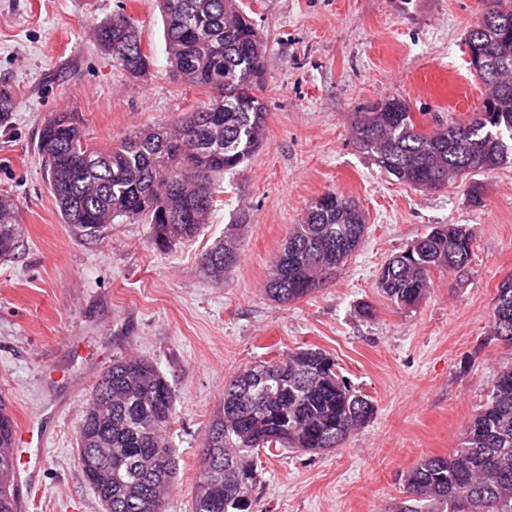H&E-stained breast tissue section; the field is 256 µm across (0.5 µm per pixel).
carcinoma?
<instances>
[{
  "label": "carcinoma",
  "instance_id": "obj_1",
  "mask_svg": "<svg viewBox=\"0 0 512 512\" xmlns=\"http://www.w3.org/2000/svg\"><path fill=\"white\" fill-rule=\"evenodd\" d=\"M167 61L175 80L209 90L173 126L130 132L109 150L85 145L69 112L43 123L38 153L65 223L86 235L116 220L144 222L151 245L164 253L200 235L224 193V173L236 170L263 140L265 45L236 0H160ZM499 17L479 19L467 46L470 67L488 87L479 112L464 125L421 128L407 103L389 99L355 113L356 148L397 181L431 191L512 160V0H497ZM97 45L129 75L145 76L151 58L140 30L125 14L95 24ZM498 70L487 79L486 65ZM16 99L0 89V124ZM17 205L0 195V259L19 247ZM242 224L201 256L215 281L239 262ZM366 216L335 192L316 197L292 227L273 261L266 293L280 303L304 298L330 279L360 246ZM473 231L436 224L382 267L378 285L401 308L419 303L437 269L463 271ZM493 339L512 346V276L497 288ZM373 404L339 378L320 349L241 369L224 386L204 447L208 466L193 489L192 512H249L242 502L260 484L257 459L265 448L318 453L339 447L369 422ZM175 393L156 366L141 358L113 362L97 381L78 430L84 477L110 512H158L174 489L177 461L168 436ZM14 419L0 402V512H17L13 464L7 455ZM395 512H512V366L492 379L489 399L468 422L460 447L426 456L405 476Z\"/></svg>",
  "mask_w": 512,
  "mask_h": 512
}]
</instances>
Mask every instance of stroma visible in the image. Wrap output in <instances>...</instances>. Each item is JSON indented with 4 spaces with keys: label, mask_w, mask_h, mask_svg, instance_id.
Returning <instances> with one entry per match:
<instances>
[{
    "label": "stroma",
    "mask_w": 512,
    "mask_h": 512,
    "mask_svg": "<svg viewBox=\"0 0 512 512\" xmlns=\"http://www.w3.org/2000/svg\"><path fill=\"white\" fill-rule=\"evenodd\" d=\"M238 3L266 47L263 144L225 176L204 233L163 254L140 222L93 236L63 223L37 151L45 119L63 108L105 150L205 98L170 76L158 0H0V87L17 100L0 125V194L22 228L17 254L0 261V399L31 430L20 512H104L76 437L96 381L121 358L154 361L176 390L167 512H191L206 430L241 366L317 348L376 409L340 448L262 452L253 512H391L407 471L459 447L494 375L512 365V347L491 337L496 290L512 275V164L422 192L351 135L355 112L393 97L421 127L470 123L485 94L465 45L476 0ZM120 12L140 28L146 77L113 66L93 39L91 23ZM328 191L364 209L365 239L332 283L277 303L265 293L271 263ZM241 212L240 261L212 282L199 257ZM436 224L474 231L468 272L434 271L424 299L398 308L377 286L380 268Z\"/></svg>",
    "instance_id": "1"
}]
</instances>
